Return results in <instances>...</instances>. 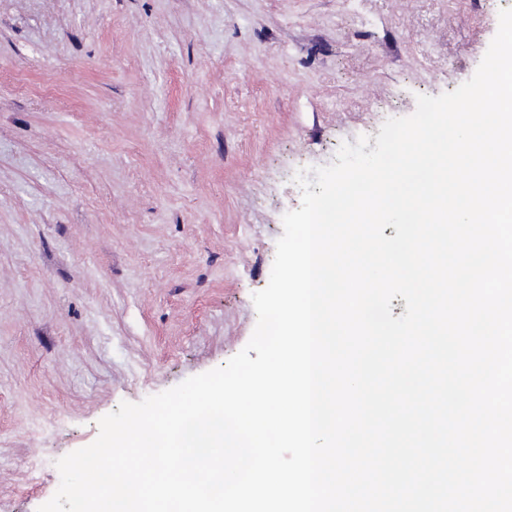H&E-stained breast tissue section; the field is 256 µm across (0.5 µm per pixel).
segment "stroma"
Listing matches in <instances>:
<instances>
[{"label":"stroma","mask_w":512,"mask_h":512,"mask_svg":"<svg viewBox=\"0 0 512 512\" xmlns=\"http://www.w3.org/2000/svg\"><path fill=\"white\" fill-rule=\"evenodd\" d=\"M512 0H0V512L248 343L298 170L475 73Z\"/></svg>","instance_id":"stroma-1"}]
</instances>
